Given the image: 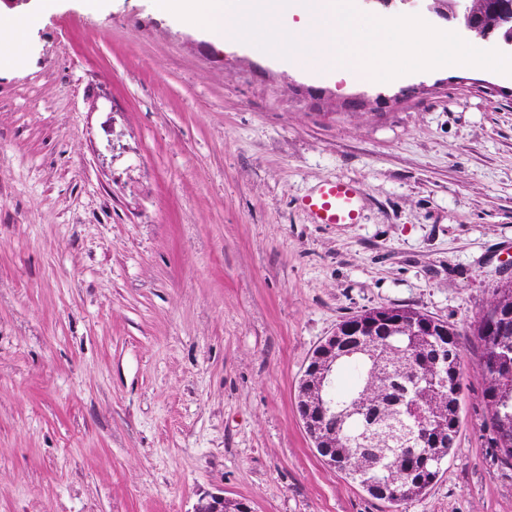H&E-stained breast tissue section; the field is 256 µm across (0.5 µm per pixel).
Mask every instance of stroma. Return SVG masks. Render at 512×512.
Instances as JSON below:
<instances>
[{"mask_svg": "<svg viewBox=\"0 0 512 512\" xmlns=\"http://www.w3.org/2000/svg\"><path fill=\"white\" fill-rule=\"evenodd\" d=\"M0 70V512H512L471 325L512 278V79L317 80L153 0H58ZM355 224L300 200L327 181ZM461 333L455 448L395 507L297 408L337 324ZM301 206L316 224H355L360 215L361 194L353 182H326L303 197ZM231 506V502L223 496L211 495L209 498H202L194 512H252L246 502H237L234 508Z\"/></svg>", "mask_w": 512, "mask_h": 512, "instance_id": "stroma-1", "label": "stroma"}]
</instances>
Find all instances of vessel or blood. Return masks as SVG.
<instances>
[{"label": "vessel or blood", "mask_w": 512, "mask_h": 512, "mask_svg": "<svg viewBox=\"0 0 512 512\" xmlns=\"http://www.w3.org/2000/svg\"><path fill=\"white\" fill-rule=\"evenodd\" d=\"M302 208L317 224H354L361 210V194L349 181L326 182L301 200Z\"/></svg>", "instance_id": "b4317fda"}]
</instances>
